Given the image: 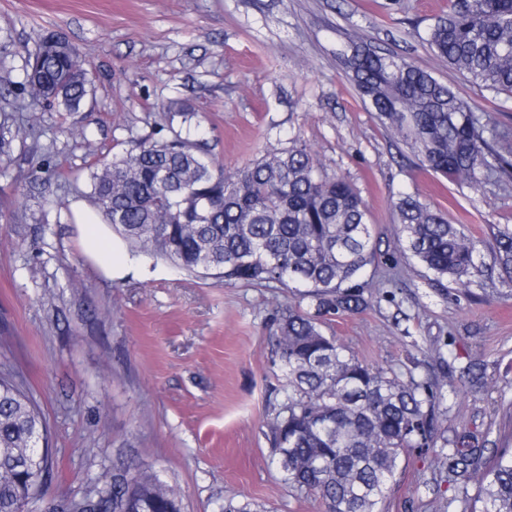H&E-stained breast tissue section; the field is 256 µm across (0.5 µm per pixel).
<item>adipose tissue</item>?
Segmentation results:
<instances>
[{"label": "adipose tissue", "instance_id": "1", "mask_svg": "<svg viewBox=\"0 0 512 512\" xmlns=\"http://www.w3.org/2000/svg\"><path fill=\"white\" fill-rule=\"evenodd\" d=\"M73 221L78 227L79 243L84 254L110 279L125 277L139 269L140 260L114 244L105 234L107 220L98 209L77 205L73 208Z\"/></svg>", "mask_w": 512, "mask_h": 512}]
</instances>
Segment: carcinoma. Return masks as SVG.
Masks as SVG:
<instances>
[{
  "instance_id": "obj_1",
  "label": "carcinoma",
  "mask_w": 512,
  "mask_h": 512,
  "mask_svg": "<svg viewBox=\"0 0 512 512\" xmlns=\"http://www.w3.org/2000/svg\"><path fill=\"white\" fill-rule=\"evenodd\" d=\"M437 57L473 85L512 98V0H451L448 16L426 34ZM358 93L380 124L425 168L478 188L512 179L504 154L509 132L490 129L447 84L404 58L362 41L341 52ZM23 97L0 119V154L13 130L34 139L33 112L54 104L76 112L89 94L80 51L50 32L27 54ZM194 113H166L170 136L135 137L132 148L86 167L93 205L134 253L161 258L194 275L235 286L276 284L298 302L277 318L275 359L284 398L269 424L273 458L288 488L316 496L326 512H384L401 454L434 448L444 395L413 371L375 367L326 335L320 319L368 307L362 280L376 243L361 197L329 174L299 138L232 171L208 157L192 127ZM404 248L437 281L471 283L478 242L461 224L417 196L394 204ZM493 267L512 298V225L490 224ZM308 308H302L303 302ZM48 427L33 395L0 365V512H26L29 492L52 469L30 449ZM448 489L463 512H512V447L485 448L464 439L444 454ZM483 470L477 488L471 475ZM96 512H181L177 496L144 469L112 477Z\"/></svg>"
}]
</instances>
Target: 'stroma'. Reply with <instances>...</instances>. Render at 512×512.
I'll list each match as a JSON object with an SVG mask.
<instances>
[{
	"mask_svg": "<svg viewBox=\"0 0 512 512\" xmlns=\"http://www.w3.org/2000/svg\"><path fill=\"white\" fill-rule=\"evenodd\" d=\"M448 0H0L10 88L39 36L63 35L84 56L93 92L77 112L44 105L40 139L15 135L0 160V363L32 391L50 430L54 471L36 512L94 494L128 464L147 467L182 512H218L225 499L265 512H325L298 497L272 460L269 424L281 397L273 365L275 317L285 288L227 287L163 261L150 277L110 280L83 254L70 206L86 198V164L163 138L170 103L190 105L215 160L241 168L300 135L327 172L344 175L366 203L378 257L397 265L394 288L369 289L358 314L323 329L359 359L413 370L443 385L441 438L468 433L494 447L512 433V300L500 278L468 288L437 284L398 241L393 203L419 196L463 225L492 265L490 224L512 225V183L480 190L423 169L375 118L337 52L349 40L405 57L447 83L489 127L512 130V99L472 85L425 38ZM72 179H44V150ZM40 195L27 197L31 182ZM479 363L482 388L461 369ZM386 512H460L431 448L401 458Z\"/></svg>",
	"mask_w": 512,
	"mask_h": 512,
	"instance_id": "35a3bbf8",
	"label": "stroma"
}]
</instances>
